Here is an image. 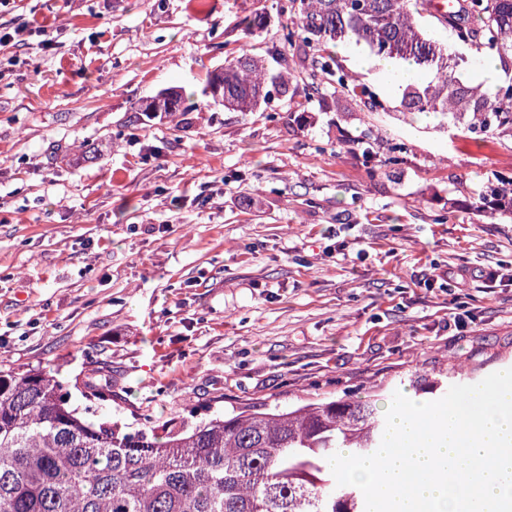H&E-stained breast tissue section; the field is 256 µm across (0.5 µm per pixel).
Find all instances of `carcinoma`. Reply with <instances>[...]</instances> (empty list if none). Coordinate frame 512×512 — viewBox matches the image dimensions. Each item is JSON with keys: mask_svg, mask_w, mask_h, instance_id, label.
<instances>
[{"mask_svg": "<svg viewBox=\"0 0 512 512\" xmlns=\"http://www.w3.org/2000/svg\"><path fill=\"white\" fill-rule=\"evenodd\" d=\"M295 19L283 34L289 48L318 49L313 66L355 96L373 92L336 73L327 45L353 39L374 58L414 63L431 79L404 87L402 114L434 113L442 128L472 138L512 140V80L486 94L463 84L440 63L448 45L431 38L421 18L431 0H289ZM469 41L471 69L488 56L512 62V0H465L447 21ZM288 77L241 48L207 76L212 97L228 110L252 112ZM181 96L161 94L153 113L181 111ZM475 212L512 219V178L483 187ZM82 381L96 399L112 396V369ZM428 401L448 392V375L417 374ZM71 381L48 365L25 372L0 369V512H365L362 491L339 486L327 458L350 448L367 456L380 446L385 410L380 398L339 397L293 409L242 411L192 428L158 429L150 419L127 431L89 421L70 404Z\"/></svg>", "mask_w": 512, "mask_h": 512, "instance_id": "carcinoma-1", "label": "carcinoma"}]
</instances>
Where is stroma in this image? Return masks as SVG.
Masks as SVG:
<instances>
[{
	"mask_svg": "<svg viewBox=\"0 0 512 512\" xmlns=\"http://www.w3.org/2000/svg\"><path fill=\"white\" fill-rule=\"evenodd\" d=\"M288 0H16L38 32L0 46V365L112 368L91 420L190 428L224 414L512 365V219L469 205L512 177V144L399 114L351 43L332 52L375 102L281 39ZM257 14L264 28L245 31ZM50 45H43V37ZM248 48L287 92L211 104ZM174 89L187 108L141 105ZM404 147L367 166L359 144ZM453 210L446 223L435 216ZM466 270L453 282L449 272Z\"/></svg>",
	"mask_w": 512,
	"mask_h": 512,
	"instance_id": "obj_1",
	"label": "stroma"
}]
</instances>
